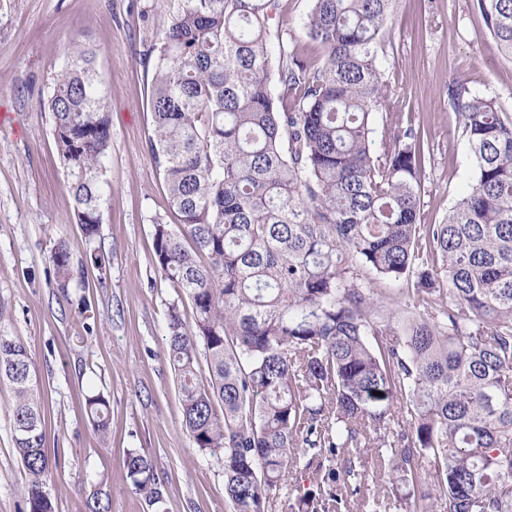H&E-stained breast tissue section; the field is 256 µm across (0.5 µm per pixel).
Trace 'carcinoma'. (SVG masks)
Wrapping results in <instances>:
<instances>
[{
    "mask_svg": "<svg viewBox=\"0 0 512 512\" xmlns=\"http://www.w3.org/2000/svg\"><path fill=\"white\" fill-rule=\"evenodd\" d=\"M162 2L142 63L149 153L178 223L154 218L153 247L193 310L188 322L169 307L166 353L183 427L223 464L228 512H266L281 493L288 512H512V119L448 84L474 183L445 223L423 224L422 135L395 127L370 149L395 0H314L305 33L324 64L285 41L276 70L267 37L280 0ZM476 2L512 58V0ZM43 105L92 239L110 147L92 48L68 49ZM50 262L68 287L65 242ZM368 275L406 283L405 309ZM0 381L14 393L29 512H53L44 396L24 345L2 330ZM85 407L105 437L108 400ZM124 469L160 506L150 459L130 451ZM294 474L310 488L298 493Z\"/></svg>",
    "mask_w": 512,
    "mask_h": 512,
    "instance_id": "obj_1",
    "label": "carcinoma"
}]
</instances>
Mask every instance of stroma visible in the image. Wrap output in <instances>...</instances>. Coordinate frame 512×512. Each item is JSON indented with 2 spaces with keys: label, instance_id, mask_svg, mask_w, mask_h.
Wrapping results in <instances>:
<instances>
[{
  "label": "stroma",
  "instance_id": "35a3bbf8",
  "mask_svg": "<svg viewBox=\"0 0 512 512\" xmlns=\"http://www.w3.org/2000/svg\"><path fill=\"white\" fill-rule=\"evenodd\" d=\"M311 8L312 0H281L271 58L290 35L324 61V50L304 39ZM163 18L161 0H0V328L23 342L45 394L53 474L44 491L54 512H85L96 492L110 512H153L126 476L132 450L150 456L164 512H227L223 466L184 430L166 355L168 309L178 301L154 260L152 220L177 218L149 154L152 73L140 61ZM73 41L94 49L111 92L110 192L93 242L75 221L52 114L39 106ZM379 59L391 97L375 113L373 148L382 149L396 124L425 132L431 156L421 172L420 217L442 223L473 183L448 84L464 80L512 119V59L499 55L474 0H396ZM61 240L74 270L65 289L49 261ZM97 246L100 267L86 262ZM92 393L110 403L103 442L85 411ZM12 406L9 385L0 384V512H28Z\"/></svg>",
  "mask_w": 512,
  "mask_h": 512
}]
</instances>
